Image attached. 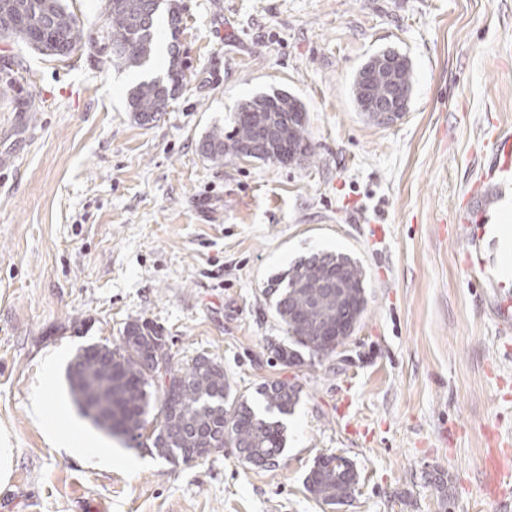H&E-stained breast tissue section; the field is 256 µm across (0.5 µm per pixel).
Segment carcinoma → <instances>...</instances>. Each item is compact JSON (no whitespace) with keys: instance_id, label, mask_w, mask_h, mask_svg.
I'll return each mask as SVG.
<instances>
[{"instance_id":"cac0c4a2","label":"carcinoma","mask_w":512,"mask_h":512,"mask_svg":"<svg viewBox=\"0 0 512 512\" xmlns=\"http://www.w3.org/2000/svg\"><path fill=\"white\" fill-rule=\"evenodd\" d=\"M105 24L101 50L112 61L126 68L144 66L154 53L157 39L156 19L161 5H166L172 37H177L182 23L180 5L172 0H102ZM0 36L12 38L41 56L64 61L85 47L79 18L62 0H0ZM184 78L182 59L172 54L167 76L143 81L128 93L127 109L145 125L167 111L170 100ZM293 98L284 91L259 94L238 112H252L259 105L275 112L276 149L292 146L306 159L313 153L306 123L288 122L282 104ZM252 121L238 115L233 134L224 141V129L214 128L202 143L203 152L221 160L238 144L255 139ZM344 270L345 289L341 308L357 321L366 308L364 274L357 261L343 255L312 256L294 265L288 272L271 280L268 294L275 297L276 313L286 326L291 345L280 346L276 357L285 365L304 363L302 351L318 354L319 341L327 326L336 324V293L320 284L336 278ZM165 337L148 321L129 324L123 336L112 346L89 345L78 351L66 369L69 391L76 407L81 400L97 405L114 425L121 428L122 442L138 449L152 392L165 390L164 378L170 379L175 394L174 405H167L161 394L159 417L152 434V446L161 458L177 465L194 460L195 448L207 438L216 445L236 448L239 457L257 468L275 465L284 452L285 429L273 414L292 413L298 401L294 387L283 382L264 383L257 389L270 417L259 416L253 404L242 397L227 403L229 383L221 365L206 355L179 366L165 351ZM162 359L165 373L151 376L148 369ZM308 490L329 506L342 504L352 497L357 484L353 465L338 455L320 456L306 478Z\"/></svg>"}]
</instances>
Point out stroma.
<instances>
[{
  "mask_svg": "<svg viewBox=\"0 0 512 512\" xmlns=\"http://www.w3.org/2000/svg\"><path fill=\"white\" fill-rule=\"evenodd\" d=\"M143 67L99 48L101 0H64L87 48L43 57L0 38V445L17 449L0 512H512L488 452L512 449V352L497 339L500 245L453 216L512 133V0H179ZM184 80L147 125L136 84ZM394 49L412 63L408 112H358L354 77ZM301 100L313 156L282 165L201 143L245 99ZM363 268L367 305L335 353L289 367L274 276L314 254ZM157 324L175 363L219 362L231 397L279 380L299 400L277 467L227 447L172 465L115 447L105 467L59 448L30 411L106 439L66 381L78 349ZM322 454L359 482L328 507L306 488Z\"/></svg>",
  "mask_w": 512,
  "mask_h": 512,
  "instance_id": "1",
  "label": "stroma"
}]
</instances>
